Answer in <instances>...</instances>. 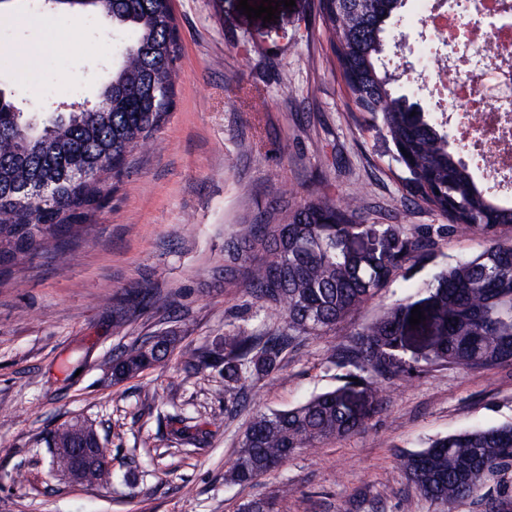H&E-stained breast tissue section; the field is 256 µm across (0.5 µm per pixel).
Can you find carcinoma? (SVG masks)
I'll list each match as a JSON object with an SVG mask.
<instances>
[{
    "label": "carcinoma",
    "mask_w": 512,
    "mask_h": 512,
    "mask_svg": "<svg viewBox=\"0 0 512 512\" xmlns=\"http://www.w3.org/2000/svg\"><path fill=\"white\" fill-rule=\"evenodd\" d=\"M112 17L129 33L119 41L128 60L112 70L98 103L77 112H52L31 122L5 96L0 106V271L18 255L48 248L57 237L87 223L101 206L102 183L120 180L133 152L165 125L176 99L182 45L172 0H58ZM403 0H318L332 34L334 70L353 112L374 114L392 145V161L413 178L410 200L448 221V231L483 238L476 256L449 264L426 281L427 296L398 303L357 329L333 350L346 369L341 385L284 410L256 414L246 427L225 480L247 485L298 451L358 431L368 409L353 401L365 393L378 401L379 379L411 378L432 366L488 369L512 364V205L499 200L462 160L448 123L395 87L383 64L386 31ZM407 154H402V151ZM224 242L226 280L242 278L264 310L281 320L274 333L238 330L224 349L193 356L190 369L222 364L224 411L246 402L248 374L269 375L296 337L336 327L395 278L402 266L433 246L400 224H364L361 215L321 195L284 208L275 203L242 222ZM417 328L432 338L422 357H405L414 305ZM176 337L165 333L112 359V380L135 378L165 362ZM399 465L427 499L451 509L477 496L485 512H512V424L439 437L403 452ZM239 512H277L272 499H251Z\"/></svg>",
    "instance_id": "cac0c4a2"
}]
</instances>
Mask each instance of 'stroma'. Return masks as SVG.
Masks as SVG:
<instances>
[{"label": "stroma", "mask_w": 512, "mask_h": 512, "mask_svg": "<svg viewBox=\"0 0 512 512\" xmlns=\"http://www.w3.org/2000/svg\"><path fill=\"white\" fill-rule=\"evenodd\" d=\"M239 0H173L182 58L176 105L128 172L106 183L105 203L62 247L18 256L0 278V512H236L274 499L278 512H441L398 465L403 451L475 426L512 423V365L433 366L377 383L379 406L347 437L297 453L247 486L224 480L258 413L283 410L339 385L335 347L399 301L413 302L440 266L475 256L480 236L448 231L442 216L408 200L372 115L350 111L331 63L318 0H295L275 20L250 19ZM411 5L388 25L405 41L389 68L423 104ZM112 21L0 0V90L32 116L52 104L97 100L112 77ZM320 194L367 224L429 230L427 258L407 262L363 308L287 349L278 370L250 376L248 401L224 413L221 368L188 357L218 352L225 334L278 327L242 280L215 278L224 239L268 203ZM150 303L122 331L114 312L134 293ZM163 331L179 338L170 360L120 383L112 357ZM92 422L112 458L107 484L86 486L53 467L49 433ZM196 426L184 445L177 420Z\"/></svg>", "instance_id": "obj_1"}]
</instances>
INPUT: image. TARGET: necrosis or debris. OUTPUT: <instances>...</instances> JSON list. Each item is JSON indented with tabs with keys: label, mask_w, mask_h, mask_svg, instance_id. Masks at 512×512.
<instances>
[{
	"label": "necrosis or debris",
	"mask_w": 512,
	"mask_h": 512,
	"mask_svg": "<svg viewBox=\"0 0 512 512\" xmlns=\"http://www.w3.org/2000/svg\"><path fill=\"white\" fill-rule=\"evenodd\" d=\"M430 96L512 198V0H413Z\"/></svg>",
	"instance_id": "necrosis-or-debris-1"
}]
</instances>
